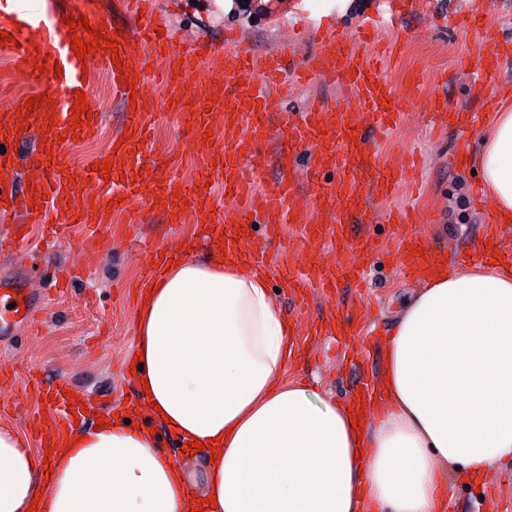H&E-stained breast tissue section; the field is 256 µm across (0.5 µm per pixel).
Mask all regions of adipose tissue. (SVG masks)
Listing matches in <instances>:
<instances>
[{
  "label": "adipose tissue",
  "mask_w": 512,
  "mask_h": 512,
  "mask_svg": "<svg viewBox=\"0 0 512 512\" xmlns=\"http://www.w3.org/2000/svg\"><path fill=\"white\" fill-rule=\"evenodd\" d=\"M496 223L512 218V110L478 158ZM245 255L169 266L136 315L151 397L52 462L0 425V512H448V480L512 466V256L434 274L386 336L384 401L353 430L347 401L289 377L294 329ZM182 444L218 440L203 492L134 413ZM52 472H45V465ZM50 491H43V484Z\"/></svg>",
  "instance_id": "ef3b65f1"
}]
</instances>
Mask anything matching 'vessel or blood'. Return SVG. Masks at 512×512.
<instances>
[{"label":"vessel or blood","mask_w":512,"mask_h":512,"mask_svg":"<svg viewBox=\"0 0 512 512\" xmlns=\"http://www.w3.org/2000/svg\"><path fill=\"white\" fill-rule=\"evenodd\" d=\"M78 0H53L49 18L31 9H0V30L14 33V41L0 43L17 73L23 74L38 94L47 96L43 106L31 110L26 97L0 87V146L6 142L27 143L25 152H8L0 158V178L10 182L0 213H10L19 226L55 221L62 228L75 224L90 226L88 246H99L112 213L123 212L130 222L140 220L144 207L174 215L177 223L192 224L204 242L224 240L225 250L238 251L250 244L248 228L263 225L267 240L280 237L284 225H298L303 248L292 259L267 261L264 252L253 253L255 266L268 268L271 275L302 295L307 289L335 292L346 281L360 282L362 268L346 260L350 251L371 253L376 240L368 236L350 237L352 225L363 223L368 214L366 196L384 198L395 194L403 182L402 164L396 161L376 165L370 160L371 144L360 128L372 119L376 128L396 125L401 114L396 109L397 89L388 74L371 60L369 51L358 52L355 42H366V31L348 35L330 32L323 36L303 60H296L289 44L273 51L257 53L226 38L223 49H215L209 35L199 32L191 38L177 37L172 29H158L155 0H124L135 19L121 25L106 11L89 13V26L73 30L64 22L63 12ZM106 25L119 39L122 65L112 62L107 48L94 49L92 56L112 75V88L125 102L124 125L129 134L120 146L107 151L109 175L87 170L77 172L61 160L70 144V115L78 95H91L90 83L82 82L87 71L72 49L73 38L88 42L91 30ZM163 61L158 76L169 90L158 98L147 76L150 61ZM214 62L220 74L205 90L191 87L190 80L206 62ZM318 80L345 91L347 100L314 103L300 122L282 115L271 123L276 102L271 89ZM170 109L181 123L190 125L185 148L197 171L186 181L159 167L149 152L148 133L156 112ZM427 112L433 127H460V107L446 95L430 98ZM280 145L281 172L273 189L262 192L257 178L269 166L264 150L269 141ZM308 153L313 162L306 179L313 189L314 204L300 202L293 164L299 153ZM31 173L29 182L17 184L18 167ZM336 171L338 178L324 181L322 169ZM90 181L91 191L80 182ZM221 183L229 193L216 201L208 181ZM43 196L41 209L31 208L34 196ZM332 215L322 219V212ZM331 244L336 258L322 262L307 252ZM398 263L404 274L417 277L427 273L434 255L415 234H402L398 243ZM37 300L28 294L24 280L0 285V334L8 335L28 324ZM70 383L57 378L53 396L56 411L69 417L78 406L77 395H66Z\"/></svg>","instance_id":"b4317fda"}]
</instances>
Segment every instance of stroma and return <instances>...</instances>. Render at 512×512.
<instances>
[{
	"label": "stroma",
	"mask_w": 512,
	"mask_h": 512,
	"mask_svg": "<svg viewBox=\"0 0 512 512\" xmlns=\"http://www.w3.org/2000/svg\"><path fill=\"white\" fill-rule=\"evenodd\" d=\"M374 8L373 0H250L243 9L233 0H159V17L174 29H203L216 38L225 29L236 28L243 45L260 51L275 49L286 40L301 58L314 48L320 25L332 24L349 33ZM472 9L488 16V29L480 40L455 30L451 23L453 14ZM382 36L393 49L387 72L400 88L403 119L378 135L377 154L396 158L411 146H420L418 181L406 184L398 201L419 213L416 233L433 250L447 255L449 265L476 261L474 243L485 220L476 204L479 177L450 168L448 159L461 152L478 157L491 114L498 104L512 105V63L491 77L479 69L488 46L512 40V0H416L415 11L402 20L400 30L387 29ZM436 90L463 106H485L486 117L462 139L451 132H434L426 122L425 108ZM89 105L100 115L99 132L90 150L71 147L63 157L64 164L78 170L109 149L123 124L119 95L93 98ZM185 143V130L175 115L158 112L151 151L155 160L171 164L183 178L192 173ZM370 228L383 246L363 261L368 277L364 287L342 288L333 297L313 291L301 310L287 293L276 296L296 335L298 354L289 364V375L341 398L352 391L349 360L355 351L365 355L363 372L381 371L382 339L389 334L402 300L418 286L393 264L397 242L391 226L374 222ZM42 233V227L33 228L32 243L25 251L0 245V279L25 273L41 306L34 332L21 327L0 337V387L39 369L50 377H68L100 401L122 404L130 393L125 378L136 336L139 241L188 247L196 257L205 249L190 246L191 225L165 224L159 213L148 208L139 224L113 215L109 246L88 257L82 254L83 227L48 248ZM331 311L347 321L345 336L335 342L315 333ZM50 414L45 394L33 386L0 401V422H11L26 435L36 429L37 418ZM511 501V468L489 473L475 486L458 482L448 488V512H504Z\"/></svg>",
	"instance_id": "35a3bbf8"
}]
</instances>
